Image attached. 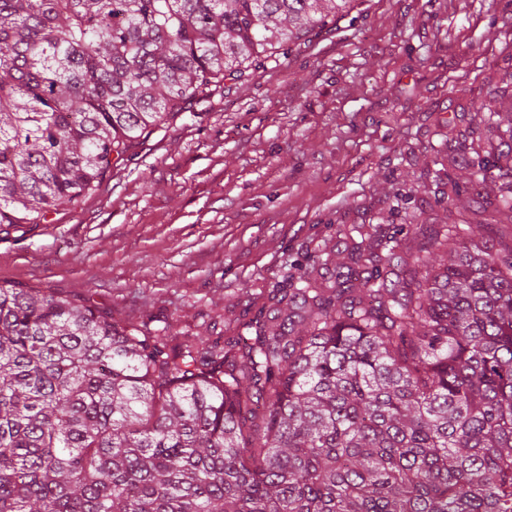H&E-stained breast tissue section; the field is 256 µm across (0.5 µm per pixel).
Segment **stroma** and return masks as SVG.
<instances>
[{
  "label": "stroma",
  "instance_id": "stroma-1",
  "mask_svg": "<svg viewBox=\"0 0 512 512\" xmlns=\"http://www.w3.org/2000/svg\"><path fill=\"white\" fill-rule=\"evenodd\" d=\"M485 99L512 114V0H352L153 128L77 202L0 234V285L224 335L245 304L346 261L353 226L419 240L512 194L498 171L474 195L447 163L485 144Z\"/></svg>",
  "mask_w": 512,
  "mask_h": 512
}]
</instances>
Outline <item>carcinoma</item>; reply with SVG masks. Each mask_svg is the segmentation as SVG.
Returning <instances> with one entry per match:
<instances>
[{
  "mask_svg": "<svg viewBox=\"0 0 512 512\" xmlns=\"http://www.w3.org/2000/svg\"><path fill=\"white\" fill-rule=\"evenodd\" d=\"M348 2L0 0V229ZM448 239L364 236L222 343L1 285L0 512H512V242Z\"/></svg>",
  "mask_w": 512,
  "mask_h": 512,
  "instance_id": "carcinoma-1",
  "label": "carcinoma"
}]
</instances>
